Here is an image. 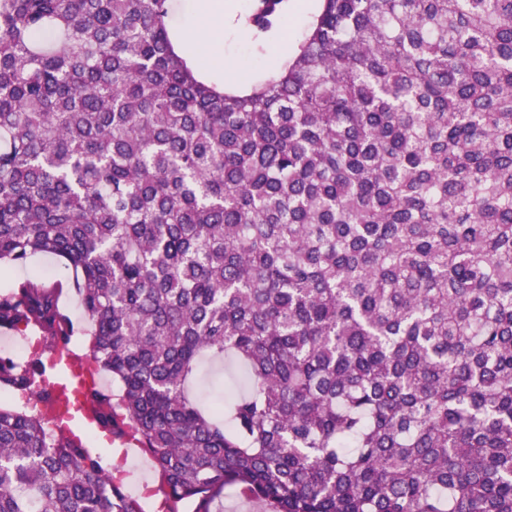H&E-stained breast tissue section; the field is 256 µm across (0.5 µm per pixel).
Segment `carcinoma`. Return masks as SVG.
Segmentation results:
<instances>
[{"instance_id": "1", "label": "carcinoma", "mask_w": 512, "mask_h": 512, "mask_svg": "<svg viewBox=\"0 0 512 512\" xmlns=\"http://www.w3.org/2000/svg\"><path fill=\"white\" fill-rule=\"evenodd\" d=\"M251 14L258 41L282 19ZM168 0H0V327L89 337L167 512H512V0H321L242 90ZM247 386L199 405L205 360ZM0 356V512H142ZM47 270L53 274L54 280H61L64 284V294L61 305L73 320L76 327L83 324V311L75 291L72 289L71 270L65 269L62 262L50 254H37L31 257L24 267H14L2 264L0 269V293L9 290L16 279H22L30 273L31 269ZM253 510V511H228ZM212 512H270V506L260 500L242 495L233 487H225L224 495L218 498L211 508Z\"/></svg>"}]
</instances>
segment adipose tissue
Masks as SVG:
<instances>
[{"instance_id": "adipose-tissue-1", "label": "adipose tissue", "mask_w": 512, "mask_h": 512, "mask_svg": "<svg viewBox=\"0 0 512 512\" xmlns=\"http://www.w3.org/2000/svg\"><path fill=\"white\" fill-rule=\"evenodd\" d=\"M203 3L197 19L204 25L206 37L194 40L189 32L181 31L175 33L173 44L176 51L185 54L189 64L206 77L223 68V58L211 51L209 42L223 34L224 6L221 0H203Z\"/></svg>"}]
</instances>
